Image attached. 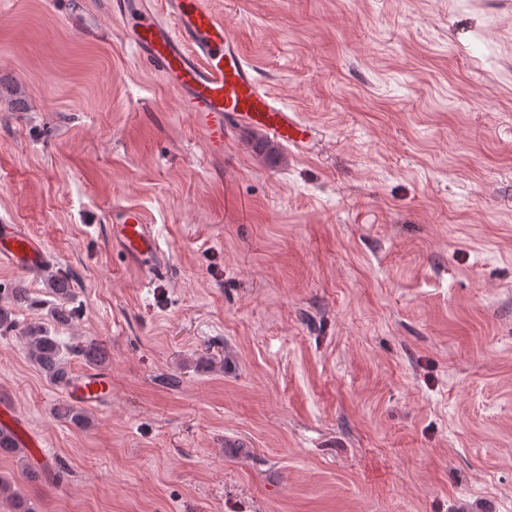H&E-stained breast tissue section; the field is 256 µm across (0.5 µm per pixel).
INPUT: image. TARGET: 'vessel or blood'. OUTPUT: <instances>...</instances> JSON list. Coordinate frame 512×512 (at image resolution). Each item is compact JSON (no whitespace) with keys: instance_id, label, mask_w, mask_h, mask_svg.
Segmentation results:
<instances>
[{"instance_id":"1","label":"vessel or blood","mask_w":512,"mask_h":512,"mask_svg":"<svg viewBox=\"0 0 512 512\" xmlns=\"http://www.w3.org/2000/svg\"><path fill=\"white\" fill-rule=\"evenodd\" d=\"M109 9L123 41L173 92L210 155L223 156L224 139L235 126L263 131L294 146L309 139L311 132L299 115L266 90L211 0H110ZM111 241L130 267L149 278L163 275L165 253L140 209L125 207L114 213ZM53 261L43 240L25 225L0 224L1 267L39 271ZM60 395L81 409H106L112 401V377L96 368L84 370L61 386ZM0 429L28 449L35 470L52 466L42 438L13 405H0Z\"/></svg>"}]
</instances>
